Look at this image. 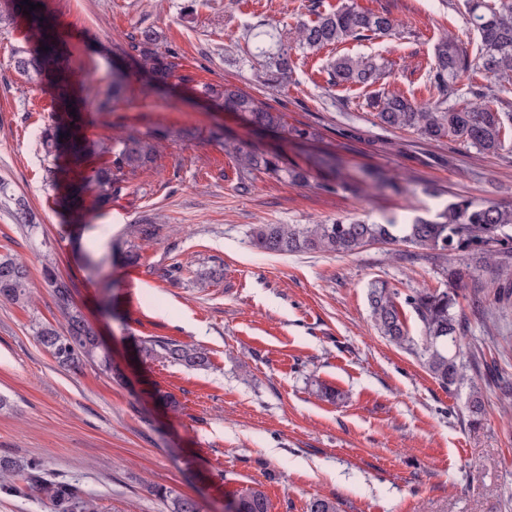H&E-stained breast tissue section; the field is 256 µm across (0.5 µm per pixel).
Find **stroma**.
Wrapping results in <instances>:
<instances>
[{
  "instance_id": "obj_1",
  "label": "stroma",
  "mask_w": 512,
  "mask_h": 512,
  "mask_svg": "<svg viewBox=\"0 0 512 512\" xmlns=\"http://www.w3.org/2000/svg\"><path fill=\"white\" fill-rule=\"evenodd\" d=\"M64 37L74 89L98 143L121 129L170 130L154 163L126 174L110 205L75 218L65 188L45 182L40 133L55 120L51 80L29 81L14 68L15 49L32 50L25 23L0 29V256L24 260L32 299L0 298V456L39 462L46 478L76 485L98 512H169L155 494L165 487L196 501L199 512H224L243 486L260 484L270 512H307L312 498L339 512H512V397L495 381L512 380V300L463 290L462 340L477 359L474 386L445 390L417 357L379 336L370 316V284L400 292L439 289L427 260L385 244L353 255L264 253L246 233L256 224L329 223L339 217L403 223L431 214L457 196L512 205V151L485 156L464 144L436 145L410 130L385 131L367 105L371 91L327 83L330 50H293L288 83L263 84L248 62L243 34L262 20L283 40L311 17V0H200L182 18L183 0H44ZM360 10L388 11L398 38L351 41L344 49L383 68L375 90L426 100L435 48L464 27L465 0H354ZM150 27L177 48L198 81L231 83L268 102L288 124H316L322 140L286 145L289 160L329 151L347 180L365 169L399 173L412 195L327 193L319 175L292 185L255 174L237 192L233 160L210 132L221 127L259 147L275 136L176 84L148 91L128 55V36ZM124 64L129 93L112 114L98 104ZM452 105L475 103L482 89L512 112V83L461 72ZM24 202L40 227L29 233L13 211ZM145 219L156 234L135 231ZM137 263H128L127 250ZM73 284L112 360L111 374L91 362L58 365L36 340L58 325L42 277L45 257ZM108 256L101 273L90 261ZM181 266L179 281L168 271ZM223 276L199 285L216 268ZM111 311L98 309L101 296ZM171 338L206 349L211 365L193 370L140 357L141 340ZM485 403L469 417L472 387ZM339 392L336 400L322 388Z\"/></svg>"
}]
</instances>
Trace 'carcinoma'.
<instances>
[{
	"instance_id": "1",
	"label": "carcinoma",
	"mask_w": 512,
	"mask_h": 512,
	"mask_svg": "<svg viewBox=\"0 0 512 512\" xmlns=\"http://www.w3.org/2000/svg\"><path fill=\"white\" fill-rule=\"evenodd\" d=\"M466 23L480 38V52L469 59L460 48V39L450 35L436 48V63L430 76L431 88L437 96L417 102L403 95H375L369 98L377 125L384 130L411 129L421 138L442 143L461 140L478 153L497 155L506 150V135L512 125V113L501 112L489 105L456 108L448 104L453 94V81L458 73L469 69L484 71L499 81L512 79V0H466ZM27 28L38 36L43 50L30 57L16 54L15 69L26 76L40 74L37 60L47 61L56 72L58 98L66 101V120L43 131L42 146L47 162L46 178L55 187L66 182L70 206L79 207L84 195L96 192L97 202L107 204L115 196L119 176L153 163L154 140L159 132L131 130L91 149L82 134L85 125L83 103L70 93V78L63 65V39L45 10L37 8L25 16ZM398 25L387 12L360 11L342 4L329 11H315L314 19L297 28L296 46L282 41L276 27L260 23L253 34L256 56L262 58V78L269 85L284 84L292 76L291 51L298 48L318 53L330 46L370 36H395ZM129 53L157 84L172 80L190 83L194 78L180 73L181 54L174 48L159 47V35L151 29H140L128 35ZM382 68L364 57L348 53L331 58L327 63L329 85L369 88L381 79ZM128 82L124 73L112 74V85L105 92L101 107L112 111L114 103L125 98ZM203 97L240 112L251 124L301 142L317 141L320 130L311 123L288 126L283 114L241 88L231 84H196ZM75 115H70V111ZM224 151L232 156L239 170L236 190L247 193L252 188V175L263 171L276 179L300 184L308 181V171L282 154L262 150L252 143L223 135ZM313 168L323 174L320 189L335 193L349 189L344 181L340 159L331 152L312 156ZM367 188L401 189L399 177L368 170L362 181ZM512 208L493 201H475L459 197L449 202L433 217L417 216L408 224L392 220L384 224L338 218L330 224H258L250 230L249 240L255 248L278 254L334 253L356 254L373 244H405L417 250V256L435 262L437 273L447 280L440 290L410 288L403 294L383 281L371 283L368 305L378 333L391 343L412 351L425 370L447 389L464 385L472 388L469 411L472 422L484 414L481 392L469 374L472 364L461 353L464 336L462 316L458 311L459 291L469 286L480 293L486 288H500L509 295L512 288ZM485 277L469 283L476 270ZM45 285L52 289L56 307L65 321V331L43 327L36 332L38 343L64 367L97 362L112 372V361L82 310L76 305L71 286L62 280L52 260L43 270ZM30 271L14 258H0V298L15 303L30 300ZM409 307L422 327L416 341L410 336L401 306ZM147 358H161L170 363L204 370L210 366L208 353L176 340H145L140 345ZM0 479L13 480L7 489L15 492L34 491L48 499L53 512H96V506L74 485L48 480L41 465L30 463L19 469L13 461L0 458ZM161 498L170 500V512H198L190 498L174 496L164 488L156 489ZM232 512H270L265 492L257 485H247L235 495Z\"/></svg>"
}]
</instances>
